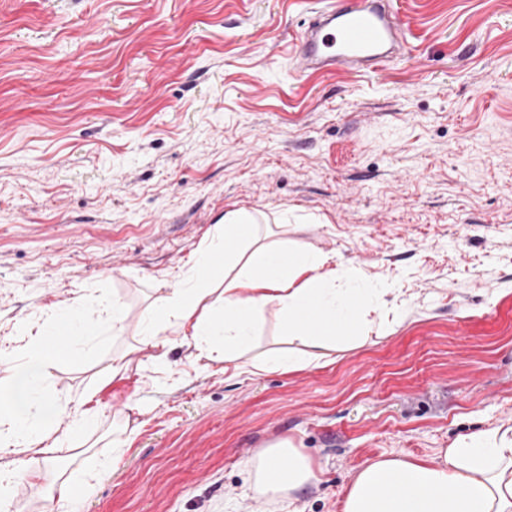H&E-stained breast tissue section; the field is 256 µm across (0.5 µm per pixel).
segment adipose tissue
Wrapping results in <instances>:
<instances>
[{
  "mask_svg": "<svg viewBox=\"0 0 512 512\" xmlns=\"http://www.w3.org/2000/svg\"><path fill=\"white\" fill-rule=\"evenodd\" d=\"M234 270L224 288L214 287L215 262ZM315 252L268 239L253 213L226 211L218 233L188 273L168 286L143 320L153 341L165 330L191 334L201 354L235 360L248 349L256 317L277 306L289 335L329 353L337 338H359L369 297L365 288H340L335 271ZM104 327L82 307L52 311L22 358L0 352V445L25 452L67 444L84 451L98 425L87 407L91 393L75 396L78 409L50 393L51 370L61 358L81 354V342L101 341ZM255 469L263 493L282 496L313 478L311 461L289 442L264 449ZM343 512H512V428H493L457 439L439 463L391 457L358 471Z\"/></svg>",
  "mask_w": 512,
  "mask_h": 512,
  "instance_id": "1",
  "label": "adipose tissue"
}]
</instances>
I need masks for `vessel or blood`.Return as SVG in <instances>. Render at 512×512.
Returning <instances> with one entry per match:
<instances>
[{"label":"vessel or blood","instance_id":"vessel-or-blood-1","mask_svg":"<svg viewBox=\"0 0 512 512\" xmlns=\"http://www.w3.org/2000/svg\"><path fill=\"white\" fill-rule=\"evenodd\" d=\"M317 12L298 34L301 70H385L401 53L406 27L395 0H341Z\"/></svg>","mask_w":512,"mask_h":512}]
</instances>
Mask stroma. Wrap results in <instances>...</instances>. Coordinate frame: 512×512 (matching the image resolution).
<instances>
[{
	"mask_svg": "<svg viewBox=\"0 0 512 512\" xmlns=\"http://www.w3.org/2000/svg\"><path fill=\"white\" fill-rule=\"evenodd\" d=\"M338 2L0 0V347L79 297L125 307L52 370L53 395L93 393V448L21 456L76 482L107 463L77 512H341L366 462L512 427V0H398L385 71L299 72L303 20ZM233 209L375 289L365 336L264 373L304 348L274 307L233 369L146 344L162 282ZM282 440L315 473L287 498L252 465ZM4 508L61 512L43 479ZM310 358L294 352L288 354H271L263 362L255 364L253 367L258 372H269L272 370L293 371L303 368L309 363Z\"/></svg>",
	"mask_w": 512,
	"mask_h": 512,
	"instance_id": "stroma-1",
	"label": "stroma"
}]
</instances>
